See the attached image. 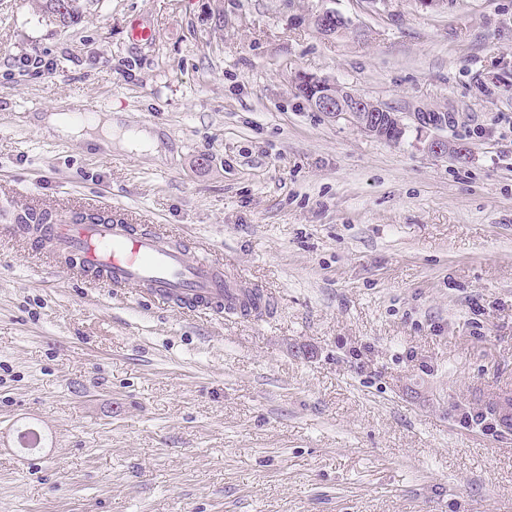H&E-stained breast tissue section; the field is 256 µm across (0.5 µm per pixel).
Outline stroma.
<instances>
[{
    "mask_svg": "<svg viewBox=\"0 0 512 512\" xmlns=\"http://www.w3.org/2000/svg\"><path fill=\"white\" fill-rule=\"evenodd\" d=\"M322 6L0 0V207L168 226L275 300L163 308L0 222V512H512V0H334L331 38ZM304 73L455 113L465 159L314 111ZM61 104L166 152H87L36 124ZM79 0H44L42 9L63 27H68L80 18ZM314 19L318 22L322 35L327 37L336 36L343 32V28L339 24L345 17L336 10L324 8L314 15ZM123 137L130 147L137 150L151 152L153 155L160 154V143L156 135L149 130H139L137 132H123Z\"/></svg>",
    "mask_w": 512,
    "mask_h": 512,
    "instance_id": "obj_1",
    "label": "stroma"
}]
</instances>
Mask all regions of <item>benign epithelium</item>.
I'll return each instance as SVG.
<instances>
[{"label":"benign epithelium","mask_w":512,"mask_h":512,"mask_svg":"<svg viewBox=\"0 0 512 512\" xmlns=\"http://www.w3.org/2000/svg\"><path fill=\"white\" fill-rule=\"evenodd\" d=\"M322 35L336 36L343 32L340 21L344 16L333 9L324 8L314 15ZM305 81L311 87L309 96L312 108L323 112L336 120L343 119L368 135L378 133L381 122L377 113L386 114L394 125L402 130L407 128L403 117L382 103L369 99L351 90L338 89L324 82L323 79L307 75ZM416 129L427 138V150L438 156L446 157L456 152V148L443 135L448 121L428 114L426 111L414 112L411 115Z\"/></svg>","instance_id":"1"}]
</instances>
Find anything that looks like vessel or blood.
Segmentation results:
<instances>
[{
	"label": "vessel or blood",
	"mask_w": 512,
	"mask_h": 512,
	"mask_svg": "<svg viewBox=\"0 0 512 512\" xmlns=\"http://www.w3.org/2000/svg\"><path fill=\"white\" fill-rule=\"evenodd\" d=\"M43 256L75 258L77 278L110 290L134 287L142 297L170 308L217 316L244 299L240 278L220 258H188L186 249L158 224L115 219L76 224L67 218L40 225Z\"/></svg>",
	"instance_id": "vessel-or-blood-1"
}]
</instances>
